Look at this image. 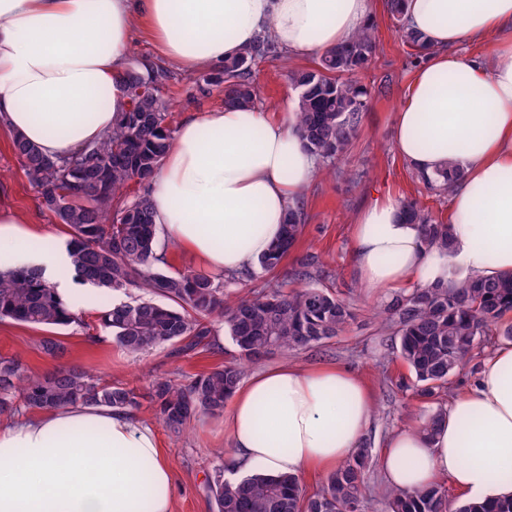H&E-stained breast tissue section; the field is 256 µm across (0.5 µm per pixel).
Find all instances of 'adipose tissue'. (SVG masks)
Masks as SVG:
<instances>
[{
  "label": "adipose tissue",
  "instance_id": "ef3b65f1",
  "mask_svg": "<svg viewBox=\"0 0 512 512\" xmlns=\"http://www.w3.org/2000/svg\"><path fill=\"white\" fill-rule=\"evenodd\" d=\"M429 51L396 111L394 150L420 172H465L450 196L449 249H427L388 196L354 220L358 279L391 291L512 273V0H403ZM369 0H0V127L48 156L111 132L128 99L123 75L139 33L165 60L213 68L265 34L301 60L359 33ZM468 42L481 56L461 53ZM319 174L292 118L225 107L185 117L148 187L159 233L213 274L256 265L289 205ZM51 233L0 212V271L38 267L69 291L68 254ZM373 401L336 366L259 369L224 410L227 466L247 473L329 472L359 448ZM388 486L449 478L471 499L512 494V342L485 358L434 432L409 425L381 459ZM173 477L138 416L75 405L0 427V512H172Z\"/></svg>",
  "mask_w": 512,
  "mask_h": 512
}]
</instances>
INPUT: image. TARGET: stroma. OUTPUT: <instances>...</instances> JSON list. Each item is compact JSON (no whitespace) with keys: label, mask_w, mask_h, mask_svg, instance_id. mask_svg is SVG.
I'll list each match as a JSON object with an SVG mask.
<instances>
[{"label":"stroma","mask_w":512,"mask_h":512,"mask_svg":"<svg viewBox=\"0 0 512 512\" xmlns=\"http://www.w3.org/2000/svg\"><path fill=\"white\" fill-rule=\"evenodd\" d=\"M370 2L377 24L378 55L366 78L371 81L388 77L390 90L387 95L375 98L369 112L364 114L348 155L338 165L323 167L305 193L310 218L293 252L297 258L306 254L319 257L328 272L325 286L352 303L355 318L325 346L286 355L277 353L266 358L265 363L269 366L285 361L298 365L336 364L357 374L371 389L374 412L365 436L374 457L368 473L372 489L369 504L370 512H383L380 493L386 483L380 459L388 437L418 420L429 408L446 407L451 396L464 393L478 376L493 343L481 341L466 366L450 378L447 391L433 403H425L407 387L408 372L397 357L394 338L375 316L377 309L388 304L390 294H373L357 279L353 222L362 208L386 195L400 200L414 197L436 219L444 222L448 219L450 202L449 196H439L425 188L393 148L394 115L406 97L417 66L395 31L384 0ZM172 75V80L161 88L163 99L170 105L172 126H179L189 113L222 107L223 93L220 88L206 85L205 72L188 74L176 69ZM255 79L261 93V107L277 116L292 109L297 92L290 85L280 61L259 63ZM0 209L29 219L32 224L56 235L59 242L70 238L68 228L41 207L37 189L28 181L20 160L12 152V135L2 129ZM78 291L83 298L81 310L86 324L97 323L101 311L113 302L111 292L83 285ZM85 326L72 325L51 331L9 319L0 320V356L21 359L32 375L52 371L56 359L38 348L42 337L52 333L66 347L70 362L105 380L142 391L157 377L187 382L236 354L231 340L224 335L219 347L200 348L187 356L177 355L168 345L131 355L108 335L99 342H89ZM138 414L155 432L172 467V512H216L215 502L207 491V479L213 467L227 461L232 454L221 435L223 416L198 415L181 436L175 437L156 420L151 408L141 407Z\"/></svg>","instance_id":"1"}]
</instances>
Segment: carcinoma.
Instances as JSON below:
<instances>
[{
  "label": "carcinoma",
  "instance_id": "carcinoma-1",
  "mask_svg": "<svg viewBox=\"0 0 512 512\" xmlns=\"http://www.w3.org/2000/svg\"><path fill=\"white\" fill-rule=\"evenodd\" d=\"M385 8L402 43L411 49L410 57L422 58L428 46L404 21L401 0H386ZM377 50L372 22L324 53L314 66L288 71L291 85L299 89L294 127L323 165L347 154L372 98L385 93V84L363 81ZM276 58L277 47L260 39L215 67L207 82L222 87L224 105L253 106L259 94L253 66ZM170 78L164 69H127L123 82L128 109L111 133L78 152L49 158L19 134L13 136L12 151L37 188L42 208L70 229L68 254L78 280L113 293L147 292L168 301L163 305L138 298L100 313V326L122 348L138 353L171 344L176 353L186 354L207 345L215 335L214 325L220 324L237 356L186 384L156 378L144 393L105 382L78 365L31 376L20 360L0 357V415L74 404L135 413L146 402L178 437L194 416L223 414L248 367L275 353L320 347L354 319L351 303L321 284L329 272L311 254L292 270V279L301 286L292 287L286 279L268 281L234 301L225 298L222 277L166 270L147 185L173 142L169 104L159 95ZM416 176L439 195L464 179L463 171L452 165ZM401 214L420 227L426 247H450L449 225L437 221L418 200L402 201ZM304 218L303 201L288 207L283 236L260 259L261 269L279 271L300 240ZM508 312L512 273L415 288L394 297L378 317L398 339V354L415 395L431 402L467 362L480 338L497 334L512 339V323L502 321ZM0 319L33 327H88L83 313L71 312L56 289L27 267L0 272ZM39 349L55 359L66 353L52 336L44 337ZM370 461L371 449L364 443L312 495L305 494L300 478L292 475L253 473L226 480L222 464L213 469L207 488L217 512H369ZM381 497L385 512H512V496L466 500L454 507L439 484L416 491L386 487Z\"/></svg>",
  "mask_w": 512,
  "mask_h": 512
}]
</instances>
